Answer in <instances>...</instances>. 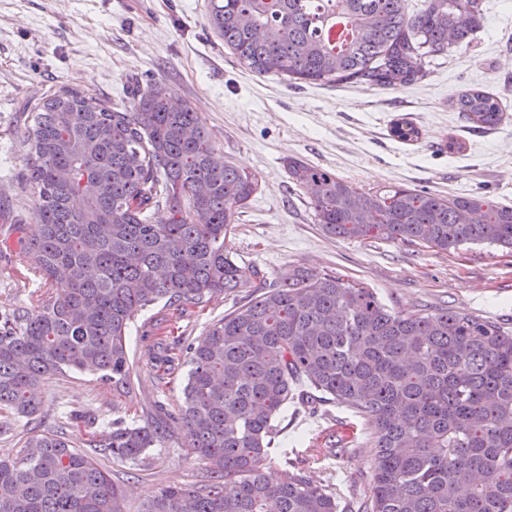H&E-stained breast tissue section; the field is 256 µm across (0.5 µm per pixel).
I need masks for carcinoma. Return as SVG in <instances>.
Wrapping results in <instances>:
<instances>
[{"instance_id":"1","label":"carcinoma","mask_w":512,"mask_h":512,"mask_svg":"<svg viewBox=\"0 0 512 512\" xmlns=\"http://www.w3.org/2000/svg\"><path fill=\"white\" fill-rule=\"evenodd\" d=\"M208 0L209 26L237 63L290 84L394 90L427 75L425 58L468 46L482 0ZM157 84L132 83L120 111L60 87L26 104L25 181L36 232L13 225L20 262L46 290L0 316V413L31 418L36 388L65 370L128 385L125 336L159 301L250 299L186 348L190 369L175 426L112 423L98 452L134 463L178 433L213 479L160 489L143 512H342L299 472L264 469L274 422L295 387L313 388L369 422L377 448L361 512H512V331L442 309L396 311L373 289L296 266L269 284L226 240L261 178L217 152L198 113ZM474 129L505 109L478 89L451 96ZM391 135L420 129L395 120ZM288 179L307 190L321 231L437 253L467 244L512 252V206L483 193L445 197L403 186L362 192L300 158ZM163 215H158L159 211ZM0 512H123L111 476L64 436L34 431L0 457Z\"/></svg>"}]
</instances>
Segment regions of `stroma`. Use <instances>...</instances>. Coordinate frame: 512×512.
Listing matches in <instances>:
<instances>
[{
    "label": "stroma",
    "mask_w": 512,
    "mask_h": 512,
    "mask_svg": "<svg viewBox=\"0 0 512 512\" xmlns=\"http://www.w3.org/2000/svg\"><path fill=\"white\" fill-rule=\"evenodd\" d=\"M483 22L470 46L430 59L424 80L396 91L359 85H291L239 67L211 32L207 0H0V238L12 224H33L35 198L26 168L23 106L57 84L114 104L127 81L159 83L174 102L190 105L215 148L240 168L259 173L260 191L228 238L237 260L275 276L292 266L334 272L372 288L395 310L450 309L512 330V253L468 245L445 254L421 246L331 238L316 224L305 189L288 180L287 158L324 167L362 191L384 186L441 195L482 191L512 205V0H482ZM464 89L500 97L506 118L495 129H470L448 103ZM421 131L414 143L395 140L393 119ZM465 149L451 153L447 137ZM43 290L15 249L0 245V314L30 307ZM243 299L220 295L199 306L166 302L140 311L126 337L128 387L69 371L38 389L44 408L27 421L0 415V457L15 455L27 434L49 431L88 439L112 421L145 425L177 414L189 370L185 361L158 376L163 347H186ZM79 414V427L70 417ZM265 473L279 481L291 464L319 486L334 488L356 512L372 491L376 450L372 428L349 409L308 391L276 420ZM122 498L123 512H142L161 488H199L202 458L180 436L151 448L140 465L98 455Z\"/></svg>",
    "instance_id": "35a3bbf8"
}]
</instances>
